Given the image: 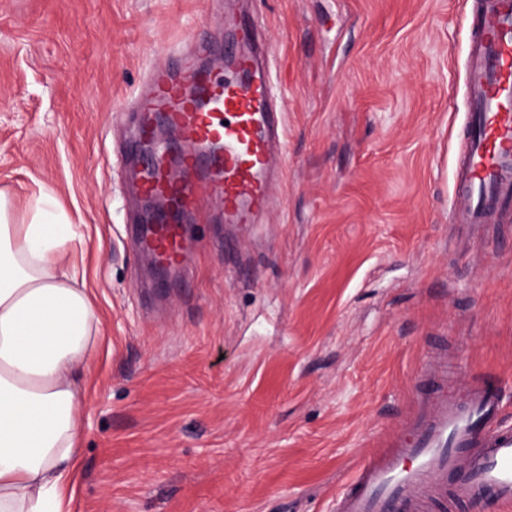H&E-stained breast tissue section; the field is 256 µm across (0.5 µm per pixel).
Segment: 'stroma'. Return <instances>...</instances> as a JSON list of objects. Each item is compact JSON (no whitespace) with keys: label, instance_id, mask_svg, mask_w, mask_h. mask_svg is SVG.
<instances>
[{"label":"stroma","instance_id":"stroma-1","mask_svg":"<svg viewBox=\"0 0 512 512\" xmlns=\"http://www.w3.org/2000/svg\"><path fill=\"white\" fill-rule=\"evenodd\" d=\"M286 94L275 205L200 224L156 287L120 104L204 0H0V190L46 187L99 316L72 512H330L431 396L494 383L512 429V210L452 223L473 0H223Z\"/></svg>","mask_w":512,"mask_h":512}]
</instances>
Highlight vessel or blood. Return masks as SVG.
Masks as SVG:
<instances>
[{"label":"vessel or blood","mask_w":512,"mask_h":512,"mask_svg":"<svg viewBox=\"0 0 512 512\" xmlns=\"http://www.w3.org/2000/svg\"><path fill=\"white\" fill-rule=\"evenodd\" d=\"M223 24L243 46L232 69L202 62V42L192 55L160 49L147 91L132 102L131 148H152L139 188L161 205L155 228L138 231L137 243L162 277L187 269L182 225L253 224L271 204L270 146L284 137L278 92L250 50L253 25L228 16ZM470 27V117L456 216L461 224H493L512 209V0H477ZM162 124L171 141H156ZM174 153L175 167L168 163ZM499 409L496 385L473 387L462 402L440 388L411 437L358 469L335 512H424L448 488L474 512H512V430H481Z\"/></svg>","instance_id":"1"}]
</instances>
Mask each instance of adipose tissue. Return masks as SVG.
Masks as SVG:
<instances>
[{"instance_id":"obj_1","label":"adipose tissue","mask_w":512,"mask_h":512,"mask_svg":"<svg viewBox=\"0 0 512 512\" xmlns=\"http://www.w3.org/2000/svg\"><path fill=\"white\" fill-rule=\"evenodd\" d=\"M41 189L0 191V512H70L98 316L67 258L83 237Z\"/></svg>"}]
</instances>
